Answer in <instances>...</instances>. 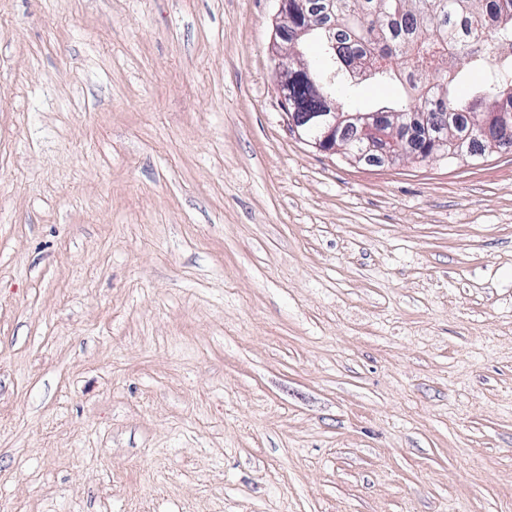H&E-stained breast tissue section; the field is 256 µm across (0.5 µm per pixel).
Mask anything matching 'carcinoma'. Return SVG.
Masks as SVG:
<instances>
[{
	"mask_svg": "<svg viewBox=\"0 0 512 512\" xmlns=\"http://www.w3.org/2000/svg\"><path fill=\"white\" fill-rule=\"evenodd\" d=\"M288 0V23L279 32L288 37L303 28L317 39L323 57L335 60L333 87L352 89L348 66L378 57L386 65L368 79L389 83L407 64L406 82L415 94L379 112H447L482 121L474 151L484 154L512 143V127L499 124L512 115V0H308L305 8ZM478 71L481 83L459 97L456 83ZM324 82L318 72L292 66L288 103L296 112L317 105Z\"/></svg>",
	"mask_w": 512,
	"mask_h": 512,
	"instance_id": "obj_1",
	"label": "carcinoma"
}]
</instances>
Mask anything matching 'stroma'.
Returning <instances> with one entry per match:
<instances>
[{
  "label": "stroma",
  "mask_w": 512,
  "mask_h": 512,
  "mask_svg": "<svg viewBox=\"0 0 512 512\" xmlns=\"http://www.w3.org/2000/svg\"><path fill=\"white\" fill-rule=\"evenodd\" d=\"M278 10L0 0V512H512V149L314 148Z\"/></svg>",
  "instance_id": "stroma-1"
}]
</instances>
